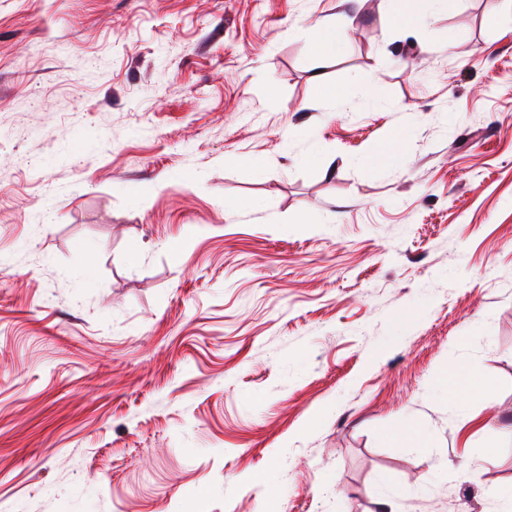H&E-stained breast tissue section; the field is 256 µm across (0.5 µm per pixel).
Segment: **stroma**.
<instances>
[{
  "instance_id": "1",
  "label": "stroma",
  "mask_w": 512,
  "mask_h": 512,
  "mask_svg": "<svg viewBox=\"0 0 512 512\" xmlns=\"http://www.w3.org/2000/svg\"><path fill=\"white\" fill-rule=\"evenodd\" d=\"M411 5L0 0V512L512 506V0ZM341 40L336 27L325 23H318L314 27V45L318 57H330L336 53V47ZM404 141L402 133H394L374 150L373 156L380 162H395L401 154ZM449 381L460 391L458 396L464 403L485 398L493 387V383L488 377L461 366L451 371Z\"/></svg>"
}]
</instances>
